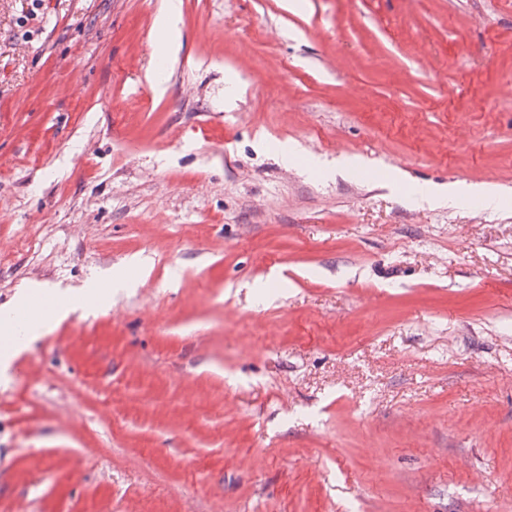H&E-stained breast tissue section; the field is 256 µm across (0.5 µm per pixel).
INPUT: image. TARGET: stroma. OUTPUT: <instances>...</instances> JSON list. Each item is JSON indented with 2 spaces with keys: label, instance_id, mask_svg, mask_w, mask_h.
I'll return each mask as SVG.
<instances>
[{
  "label": "stroma",
  "instance_id": "1",
  "mask_svg": "<svg viewBox=\"0 0 512 512\" xmlns=\"http://www.w3.org/2000/svg\"><path fill=\"white\" fill-rule=\"evenodd\" d=\"M163 5L0 0V309L133 282L15 357L0 512H512V0ZM165 3V9L159 16L156 24V44L159 47L166 45L168 49H171L173 47L171 37L173 32L178 31V24L180 22V1L168 0Z\"/></svg>",
  "mask_w": 512,
  "mask_h": 512
}]
</instances>
